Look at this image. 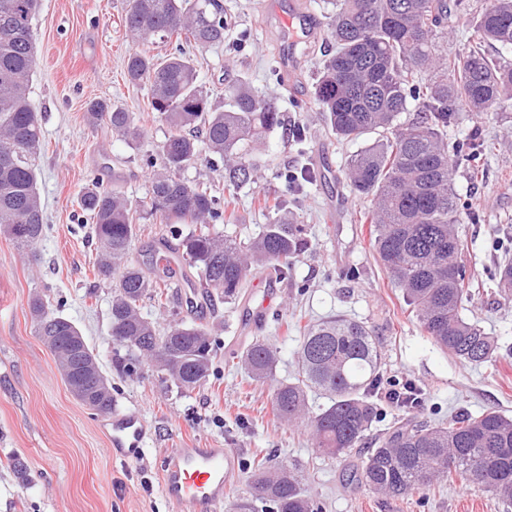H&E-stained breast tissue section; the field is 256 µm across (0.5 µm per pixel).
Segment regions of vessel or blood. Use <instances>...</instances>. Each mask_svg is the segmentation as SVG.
<instances>
[{"label":"vessel or blood","instance_id":"1","mask_svg":"<svg viewBox=\"0 0 512 512\" xmlns=\"http://www.w3.org/2000/svg\"><path fill=\"white\" fill-rule=\"evenodd\" d=\"M262 296L249 308L246 319L257 324L274 305L276 284H261ZM146 427L134 410L113 412L110 433L113 457L133 461L140 457ZM235 455L226 448H177L160 462L162 491L174 512H220L228 491Z\"/></svg>","mask_w":512,"mask_h":512}]
</instances>
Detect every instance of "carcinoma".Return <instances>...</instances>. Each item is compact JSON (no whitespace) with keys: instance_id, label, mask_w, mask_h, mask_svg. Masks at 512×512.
I'll return each mask as SVG.
<instances>
[{"instance_id":"cac0c4a2","label":"carcinoma","mask_w":512,"mask_h":512,"mask_svg":"<svg viewBox=\"0 0 512 512\" xmlns=\"http://www.w3.org/2000/svg\"><path fill=\"white\" fill-rule=\"evenodd\" d=\"M326 40L331 44L314 95L326 112L330 131L341 141L375 136L348 161L354 193L370 201L364 213L374 225L378 260L427 335L461 361L493 359L494 339L460 313L469 300L466 272L458 261L457 224L464 204L454 190L456 169L477 178L481 161L494 145L486 140L448 142L458 112H490L512 99V0H492L474 17L463 52L443 47L448 33V0H329ZM38 0H0V232L18 248L33 250L45 230L32 158L41 146V126L29 98L36 65L32 19ZM124 23L143 45L159 37L185 38L198 48L224 42L232 30L219 0H125ZM129 81L150 84L149 107L167 127L159 150L145 158L152 172L151 215L179 239L178 248L196 269L202 296L235 298L247 288L253 267L288 276L307 248L305 229L276 197L265 199L274 214L258 236L242 240L216 225L235 219L239 191L256 181L257 156L269 133L283 125L270 99L255 95L238 77L224 83V109L210 104L197 85L193 59L183 50L163 57L129 56ZM415 107L417 117L400 123ZM91 123L105 122L112 134L135 141L141 129L134 113L104 101L88 105ZM196 128L203 139L187 132ZM224 160V197L186 181L181 172L202 154ZM80 206L94 223L97 272L118 271L110 308V330L118 371L134 376L145 361L156 364L178 388L192 390L214 372L216 338L202 325L178 322L164 334L142 315L143 303L163 307L169 291L168 258L151 250L146 261H129L137 208L113 190L95 183ZM195 228L182 234L180 225ZM512 296V262L493 276ZM38 335L46 337L62 376L72 386L85 376L81 355L69 340L75 325L50 315L42 299L30 303ZM296 374L276 385L271 399L278 419L305 421L314 447L341 459L365 436L379 409L369 400L381 391V354L364 324L342 316L298 326ZM277 347L257 339L240 356V367L256 381L276 369ZM325 399L317 411L311 400ZM250 497L236 512H322L306 493L297 469L271 455L247 465ZM373 493L399 498L418 493L443 478L459 476L512 501V417L497 410L457 413L448 424L406 421L391 428L356 470Z\"/></svg>"}]
</instances>
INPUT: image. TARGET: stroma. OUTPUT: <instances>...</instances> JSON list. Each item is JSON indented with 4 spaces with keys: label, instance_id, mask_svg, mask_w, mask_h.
<instances>
[{
    "label": "stroma",
    "instance_id": "stroma-1",
    "mask_svg": "<svg viewBox=\"0 0 512 512\" xmlns=\"http://www.w3.org/2000/svg\"><path fill=\"white\" fill-rule=\"evenodd\" d=\"M221 2L233 17V37L206 49L185 48L198 83L220 106L225 79L245 74L256 94L276 101L284 119L283 128L265 141L267 167L240 193L233 229L243 237L257 235L270 220L258 193L284 191L279 171L306 167L313 177L290 195L289 206L307 226L309 247L281 280L277 317L267 320L260 334L239 333V300L217 298L202 310L190 307L182 294L162 308L145 303V316L159 327L196 320L222 338L219 377L185 391L149 365L139 377L121 376L110 337L115 280L95 270L97 242L79 198L99 177L138 206L142 217L131 261H143L162 241L176 248L165 225L148 214L151 172L144 163L167 128L148 117L149 84L126 77L136 45L125 28L124 0H39L32 21L37 64L29 91L43 135L35 175L46 231L31 253L0 233V512H172L161 491L159 458L174 448H227L242 463L259 453L288 458L323 512H512L494 494L459 481L444 479L402 499L349 483L351 465L375 447L383 429L407 418V410L384 408L361 443L336 460L319 456L308 427L276 419L270 404L275 382L294 371L298 347V332L284 330L282 321L300 313L315 319L340 314L372 331L385 380L407 379L425 393L427 408L417 420L445 421L462 410L512 416V299H503L491 277L494 267L512 258V100L480 116L460 113L448 129L455 140L477 127L495 144L481 178L470 177L463 167L455 177L458 196L480 218L459 227L473 291L463 315L498 346L496 358L475 365L450 356L427 336L378 261L368 225L357 220L365 202L347 186L345 169L362 144L330 136L313 95L314 75L328 49L323 8L315 0ZM301 8L316 34L298 46L287 65L282 61L286 18ZM93 100L134 113L140 139L128 141L106 126H90L86 112ZM297 124L308 129L303 157L288 144L287 131ZM37 295L79 328L112 382L117 409L141 413L147 425L144 458H113L110 415L75 399L36 332L28 304ZM257 336L279 351L276 371L265 382L249 379L238 364Z\"/></svg>",
    "mask_w": 512,
    "mask_h": 512
}]
</instances>
